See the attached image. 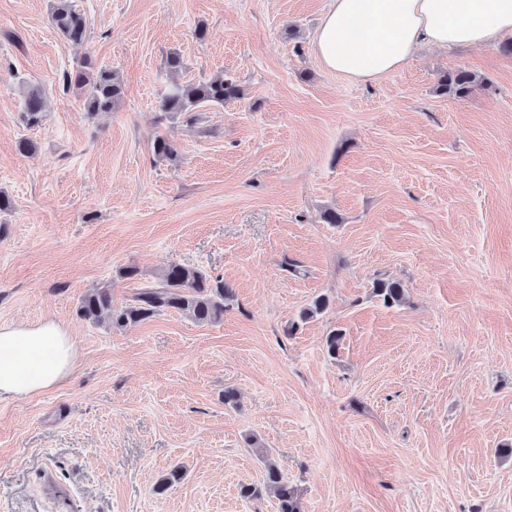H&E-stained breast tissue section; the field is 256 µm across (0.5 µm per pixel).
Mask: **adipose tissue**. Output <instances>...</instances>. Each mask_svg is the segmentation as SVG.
<instances>
[{"mask_svg": "<svg viewBox=\"0 0 512 512\" xmlns=\"http://www.w3.org/2000/svg\"><path fill=\"white\" fill-rule=\"evenodd\" d=\"M512 36V0H330L313 38L329 71L374 82L403 69L424 45L488 46ZM78 359L58 321L0 324V401L58 387Z\"/></svg>", "mask_w": 512, "mask_h": 512, "instance_id": "obj_1", "label": "adipose tissue"}]
</instances>
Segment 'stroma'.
I'll return each instance as SVG.
<instances>
[{
    "instance_id": "35a3bbf8",
    "label": "stroma",
    "mask_w": 512,
    "mask_h": 512,
    "mask_svg": "<svg viewBox=\"0 0 512 512\" xmlns=\"http://www.w3.org/2000/svg\"><path fill=\"white\" fill-rule=\"evenodd\" d=\"M54 4L0 0V324L55 318L78 363L0 401V512H277L239 495L267 457L303 512H512V54L424 46L361 84L313 53L328 0H77L81 45ZM172 51L179 81L231 75L244 98L159 120ZM87 56L123 78L112 111L63 85ZM458 70L471 93H440ZM173 262L232 286L221 322L81 318L87 290L121 307ZM49 15L55 32L66 41L82 44L88 35V22L85 14L78 9L75 0H59ZM22 112L26 124L39 125L43 119L44 92L38 85L28 84L22 99ZM372 293L386 306L400 304L404 299L402 284L384 278L374 279Z\"/></svg>"
}]
</instances>
